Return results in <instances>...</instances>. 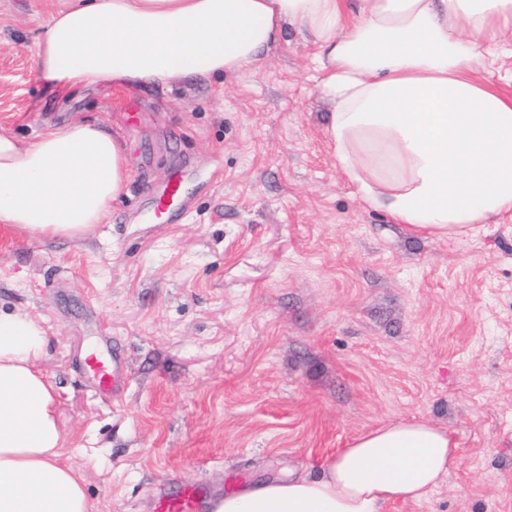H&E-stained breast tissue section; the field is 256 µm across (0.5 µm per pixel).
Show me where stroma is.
I'll return each instance as SVG.
<instances>
[{
    "label": "stroma",
    "instance_id": "stroma-1",
    "mask_svg": "<svg viewBox=\"0 0 512 512\" xmlns=\"http://www.w3.org/2000/svg\"><path fill=\"white\" fill-rule=\"evenodd\" d=\"M60 3L0 0V126L31 141L96 123L132 174L88 238L0 226V310L50 338L41 367L96 512H152L163 483L315 477L407 420L448 430L458 460L383 512H512V221L437 238L363 206L298 29L244 77L46 89L37 44ZM175 173L191 207L150 223ZM105 336L129 361L115 400L78 366Z\"/></svg>",
    "mask_w": 512,
    "mask_h": 512
}]
</instances>
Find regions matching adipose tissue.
Returning <instances> with one entry per match:
<instances>
[{
	"label": "adipose tissue",
	"mask_w": 512,
	"mask_h": 512,
	"mask_svg": "<svg viewBox=\"0 0 512 512\" xmlns=\"http://www.w3.org/2000/svg\"><path fill=\"white\" fill-rule=\"evenodd\" d=\"M306 31L324 132L360 200L408 231L466 234L512 217V100L480 79L512 0H67L38 45L46 86L169 84L250 72ZM130 177L124 143L76 120L20 142L0 127V224L39 240L86 237ZM38 321L0 312V512H94L64 459L58 389ZM448 431L398 422L357 437L319 478L245 485L213 512H381L417 501L457 462Z\"/></svg>",
	"instance_id": "1"
}]
</instances>
